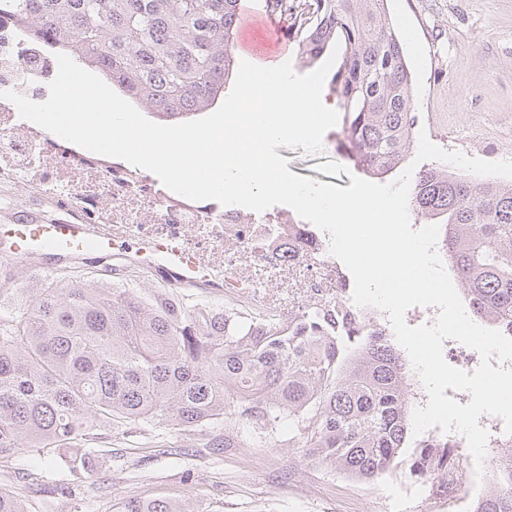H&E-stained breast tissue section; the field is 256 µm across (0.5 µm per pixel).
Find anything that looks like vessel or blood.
<instances>
[{
  "instance_id": "vessel-or-blood-1",
  "label": "vessel or blood",
  "mask_w": 512,
  "mask_h": 512,
  "mask_svg": "<svg viewBox=\"0 0 512 512\" xmlns=\"http://www.w3.org/2000/svg\"><path fill=\"white\" fill-rule=\"evenodd\" d=\"M239 30L235 49L249 51L260 60L279 56L288 47V24L272 10L256 16L241 9ZM120 247L107 224H86L78 219L46 221L30 212L15 213L0 222V261L27 263L35 275L51 271L56 263L101 262ZM142 251L154 268L174 276L177 285L204 288L213 284L208 271L176 245L155 241L144 245Z\"/></svg>"
}]
</instances>
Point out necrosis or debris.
<instances>
[{
	"label": "necrosis or debris",
	"instance_id": "necrosis-or-debris-1",
	"mask_svg": "<svg viewBox=\"0 0 512 512\" xmlns=\"http://www.w3.org/2000/svg\"><path fill=\"white\" fill-rule=\"evenodd\" d=\"M55 52L13 19H0V93L45 101ZM0 186L53 204L64 217L108 224L130 244L170 240L224 280L225 298L260 318L286 320L308 303L352 294L330 252L329 233L266 209L242 218L214 200L193 202L139 168L91 153L20 117L0 96Z\"/></svg>",
	"mask_w": 512,
	"mask_h": 512
}]
</instances>
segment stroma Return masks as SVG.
I'll list each match as a JSON object with an SVG mask.
<instances>
[{
  "label": "stroma",
  "instance_id": "stroma-1",
  "mask_svg": "<svg viewBox=\"0 0 512 512\" xmlns=\"http://www.w3.org/2000/svg\"><path fill=\"white\" fill-rule=\"evenodd\" d=\"M394 25L414 36L410 66L417 129L447 151L487 161L512 160V0H389ZM342 126L323 139L321 156L279 148L289 170L348 187L347 174L328 175L317 164L353 168L339 150ZM94 464L74 470L58 449H17L0 458V486L28 512H115L129 497L183 496L200 512H468V497L434 500L415 493L402 469L370 483L326 468L302 449L283 447L287 427L263 446L241 440L209 448L201 435L168 427L142 438L121 426L93 427Z\"/></svg>",
  "mask_w": 512,
  "mask_h": 512
}]
</instances>
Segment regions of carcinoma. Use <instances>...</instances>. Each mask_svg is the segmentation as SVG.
<instances>
[{
	"mask_svg": "<svg viewBox=\"0 0 512 512\" xmlns=\"http://www.w3.org/2000/svg\"><path fill=\"white\" fill-rule=\"evenodd\" d=\"M288 17L297 58L342 50L330 87L344 117L339 146L367 174L404 159L415 126L411 72L387 0H269ZM238 0H0L9 15L96 70L151 116H197L224 96ZM410 206L443 220L439 249L473 316L512 338V188L436 167L415 176ZM61 271L35 288H0V457L66 448L73 468L98 424L190 434L224 428L214 448L288 424V447L362 482L410 450L408 475L448 488L455 445L413 436L408 362L392 336L340 303L272 325L170 289ZM0 512H26L0 488ZM116 512H198L187 500L130 497ZM473 512H512V470Z\"/></svg>",
	"mask_w": 512,
	"mask_h": 512,
	"instance_id": "obj_1",
	"label": "carcinoma"
}]
</instances>
